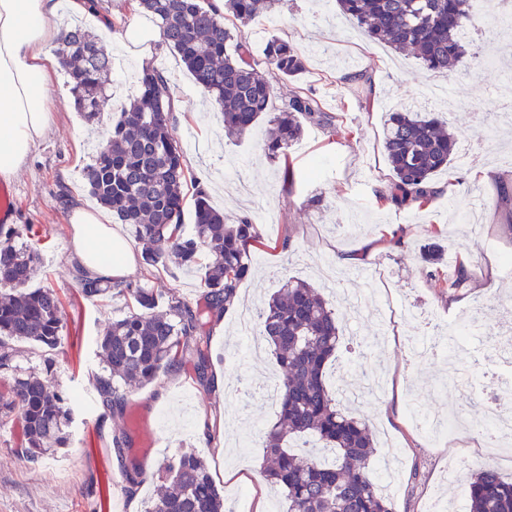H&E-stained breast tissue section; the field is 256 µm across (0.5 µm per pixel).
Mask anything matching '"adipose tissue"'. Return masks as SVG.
<instances>
[{
    "mask_svg": "<svg viewBox=\"0 0 512 512\" xmlns=\"http://www.w3.org/2000/svg\"><path fill=\"white\" fill-rule=\"evenodd\" d=\"M64 8L85 13L87 0H0V180H12L53 123L47 49L61 37L56 18ZM70 222L84 268L105 280L130 275L134 252L107 213L77 207Z\"/></svg>",
    "mask_w": 512,
    "mask_h": 512,
    "instance_id": "obj_1",
    "label": "adipose tissue"
}]
</instances>
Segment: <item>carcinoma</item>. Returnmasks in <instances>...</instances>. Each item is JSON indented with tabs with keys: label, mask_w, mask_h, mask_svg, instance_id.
<instances>
[{
	"label": "carcinoma",
	"mask_w": 512,
	"mask_h": 512,
	"mask_svg": "<svg viewBox=\"0 0 512 512\" xmlns=\"http://www.w3.org/2000/svg\"><path fill=\"white\" fill-rule=\"evenodd\" d=\"M135 2L157 18L160 45L176 53L195 84L214 98L224 128L244 135L268 118L273 125L263 144L268 158H287L307 120L335 126V116L300 91L282 110L269 111L273 78H293L305 69L300 53L287 41L273 37L266 42L265 72L257 68L244 36L228 52L233 35L225 15L246 23L275 13L280 0H224L222 11L211 0ZM338 5L371 41L410 51L428 70L441 73L466 55V26L475 22L471 0H338ZM62 42L60 63L75 108L85 121L97 122L111 98L110 53L78 21L63 28ZM139 83L138 96L122 107L83 177L98 202L129 227L143 266L160 265L171 274L183 267L200 268L204 304L193 307L170 294L163 310L151 288L122 280L103 283L74 266L84 296L106 299L117 292L132 299L130 311L96 338L106 375L96 378L95 389L103 414L113 417L124 412L125 388L153 384L168 366L193 363L198 383L210 388L205 327L232 305L262 239L259 224L248 215L226 223L201 184L195 188L192 232L184 233L189 170L173 134L168 79L152 65L142 69ZM384 149L392 176L376 191L377 202L422 210L437 195L435 177L457 158V138L438 115L407 108L390 113ZM21 236L13 225L0 224V378L8 384L0 393V416L20 415L25 460L36 465L69 446L78 397L49 379L22 373L18 366L21 345L52 352L64 328L58 292L51 286L31 287L41 257L35 247H17ZM468 280L466 264L456 260L448 288L459 290ZM259 335L272 347L280 371L279 417L264 433L260 475L276 487L286 512H391L373 478L369 425L336 408L334 392L324 380L343 336L335 310L308 283L288 278L260 308ZM311 440L332 449L334 461H321L309 446ZM159 471L165 484L144 512H229L195 450L181 451ZM469 512H512V480L490 465L480 466L469 486Z\"/></svg>",
	"instance_id": "carcinoma-1"
}]
</instances>
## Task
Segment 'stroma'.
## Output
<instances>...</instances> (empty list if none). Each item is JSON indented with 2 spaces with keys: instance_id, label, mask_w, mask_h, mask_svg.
<instances>
[{
  "instance_id": "stroma-1",
  "label": "stroma",
  "mask_w": 512,
  "mask_h": 512,
  "mask_svg": "<svg viewBox=\"0 0 512 512\" xmlns=\"http://www.w3.org/2000/svg\"><path fill=\"white\" fill-rule=\"evenodd\" d=\"M231 32H242L262 61L266 41H288L304 56L306 68L295 79H282L272 101L280 111L291 91L314 95L336 118L335 129L305 122L302 137L288 150L287 161L270 160L262 151L265 126L237 137L225 133L220 110L198 88L174 52L150 45L141 50L117 42L112 68L114 95L127 100L138 93L137 76L144 61L162 68L178 97L174 135L194 179L201 181L212 205L228 222L269 210L262 226L263 243L253 254L251 273L241 284L231 310L207 324L208 374L203 389L191 363L169 367L157 382L128 394L125 412L138 414L153 437L143 449L138 433L124 456L112 447L115 434L126 431L123 418L103 416L95 378L103 368L95 339L107 321L124 316L129 297L86 298L73 275L76 257L69 216L75 206L97 208L83 171L95 154L97 140L116 119L103 113L88 125L76 112L63 72L49 89L54 123L18 172L10 188L17 227L38 231L42 265L35 281L55 288L62 300L63 340L53 357L25 346L23 368L48 374L81 401L74 409L68 448L32 465L24 446L19 416L0 418V512H144L160 483L157 463L191 448L205 458L231 512H270L282 500L259 474L263 432L277 418L279 406L262 397L276 380L278 368L269 352L245 355L236 319L245 309H259L285 277L322 289L344 327L338 365H348L349 388L360 389L373 378L376 393L354 402L337 398L340 409L355 408L374 429L376 471L392 463L396 492L392 512H434L440 501L467 512L473 472L493 465L512 479V446L490 449L483 437L461 430L454 442L433 446L417 426L413 406L437 408L465 417L483 413L495 395L473 384L495 370L502 335H512V123L501 119L504 103H512V30L477 20L478 32L468 52L448 73L426 71L413 56L369 43L358 26L340 14L335 0H281L273 15L243 24L227 19ZM371 77L373 93L341 83L342 73ZM440 87L427 104L456 132L463 160L439 175L454 182L452 196H436L421 211H396L379 205L376 189L391 178L384 152V128L395 107H412L422 91ZM298 175L292 192L284 190L283 169ZM402 232L394 246V232ZM292 248L282 251L283 237ZM376 248L362 264L338 266L328 281L322 263L356 253L366 240ZM437 243L445 251L439 267L422 259L423 249ZM468 258L470 282L460 291L442 288L456 255ZM161 295L176 294L189 304L203 301L199 272L169 274L136 266L130 277ZM419 309L437 314L445 324L466 325L479 313L478 334L467 336L449 360L414 359L412 347L433 328L414 322ZM127 432V431H126ZM141 465L142 482L129 487L124 466Z\"/></svg>"
}]
</instances>
